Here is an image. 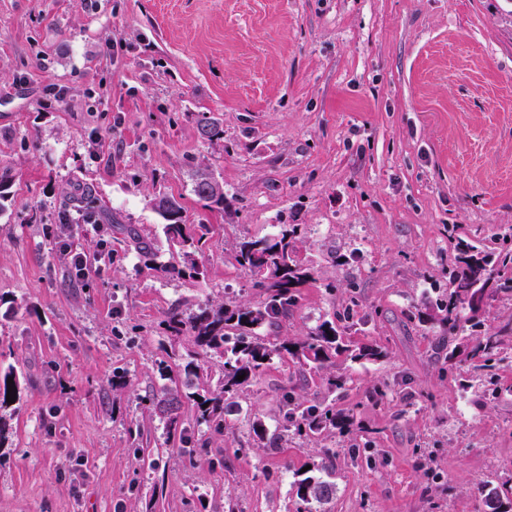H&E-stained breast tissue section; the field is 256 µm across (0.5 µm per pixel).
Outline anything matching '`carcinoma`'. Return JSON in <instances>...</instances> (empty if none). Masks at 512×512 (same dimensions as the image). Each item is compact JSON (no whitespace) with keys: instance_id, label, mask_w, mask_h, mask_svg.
Masks as SVG:
<instances>
[{"instance_id":"obj_1","label":"carcinoma","mask_w":512,"mask_h":512,"mask_svg":"<svg viewBox=\"0 0 512 512\" xmlns=\"http://www.w3.org/2000/svg\"><path fill=\"white\" fill-rule=\"evenodd\" d=\"M201 138L212 141L224 134L217 119L203 116L198 122ZM193 192L207 202L224 205V189L195 178ZM74 207L85 218L95 217L101 209L98 199L86 193L78 198ZM153 208L163 219V234L169 245L177 250L181 266L158 265L154 262L149 245L141 247L145 265L164 274L188 275L196 278L203 274L197 256L206 248L205 225L187 224L183 219L180 203L169 196L153 199ZM303 232L300 224H276L274 231L262 236H247L235 247L237 264L256 276L254 287L260 289L254 302L228 301L185 314L179 310L168 313L166 326L169 331L193 339L203 355H216L223 359L217 378L204 373V367L192 361L184 367L185 376L198 380L196 391V420L212 434L224 436L228 429L226 412L238 404L259 371L274 359L289 357L303 370L327 371V390L340 393L346 390L349 377L345 372L331 371L336 359L344 363L364 364L378 362L387 356L386 351L373 344H360L346 335L347 322L353 319L359 300L352 296L343 311L334 318L318 324L306 336L295 341L275 340L259 333L288 313L296 304L297 289L314 280V267L302 256ZM450 292L446 299L436 304L437 313L418 312L419 320L437 321L448 337H439L441 349L446 351L444 365L452 373L463 356L475 369L486 372L493 388L481 396L486 406L505 395H512V382L502 380L501 371L512 365V318L506 323L480 331V316L490 303L500 296L512 295V234L496 239L494 246L486 247L481 241L460 240L456 254L448 268ZM244 379L239 381L237 376ZM144 409L157 413L165 422L169 435H182L184 419L181 412L179 391L173 387L163 389L162 395L143 398ZM285 408L283 429L294 436L318 440L337 432L348 431L352 416L336 409V400L305 405L293 395H283ZM481 492L493 494L499 503L498 512H512V486L489 488ZM335 493L331 473L326 477L309 475L291 484L295 512H312L313 503H327Z\"/></svg>"}]
</instances>
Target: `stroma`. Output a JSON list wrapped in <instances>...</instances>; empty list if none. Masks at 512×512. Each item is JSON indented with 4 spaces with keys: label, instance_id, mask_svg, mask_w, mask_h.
I'll return each mask as SVG.
<instances>
[{
    "label": "stroma",
    "instance_id": "1",
    "mask_svg": "<svg viewBox=\"0 0 512 512\" xmlns=\"http://www.w3.org/2000/svg\"><path fill=\"white\" fill-rule=\"evenodd\" d=\"M204 114L223 138H200ZM0 168V372L20 392L0 410V512H290L309 465L333 471L325 512H487L477 485L512 484V396L471 405L469 362L448 376L440 328L413 315L446 287L449 225L512 229V0H0ZM200 168L225 209L194 195ZM86 190L98 223L60 224ZM161 194L207 226L203 277L138 256L141 237L172 261ZM275 224L304 225L315 270L275 335L306 336L354 293L352 339L388 356L348 368L336 406L354 422L320 447L251 429L275 430L283 392L327 399L291 363L260 372L224 437L183 403L203 451L184 461L142 404L159 364L186 383L195 347L167 314L257 300L235 245ZM383 381L398 394L379 407Z\"/></svg>",
    "mask_w": 512,
    "mask_h": 512
}]
</instances>
